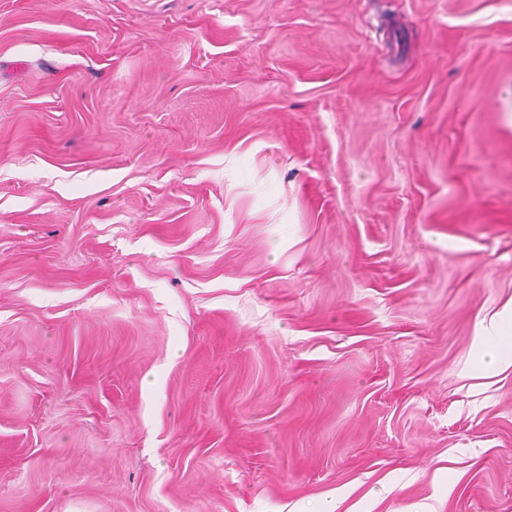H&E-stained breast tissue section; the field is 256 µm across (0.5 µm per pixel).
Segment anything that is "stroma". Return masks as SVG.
<instances>
[{
    "mask_svg": "<svg viewBox=\"0 0 512 512\" xmlns=\"http://www.w3.org/2000/svg\"><path fill=\"white\" fill-rule=\"evenodd\" d=\"M512 0H0V512H512Z\"/></svg>",
    "mask_w": 512,
    "mask_h": 512,
    "instance_id": "obj_1",
    "label": "stroma"
}]
</instances>
